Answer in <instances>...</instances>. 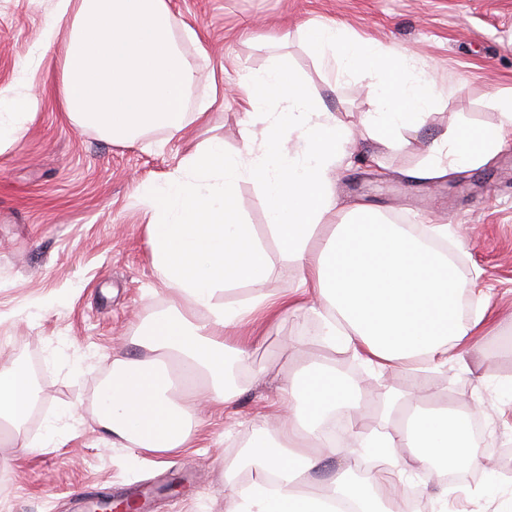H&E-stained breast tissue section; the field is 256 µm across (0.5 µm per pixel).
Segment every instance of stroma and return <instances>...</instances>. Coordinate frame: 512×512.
<instances>
[{"mask_svg":"<svg viewBox=\"0 0 512 512\" xmlns=\"http://www.w3.org/2000/svg\"><path fill=\"white\" fill-rule=\"evenodd\" d=\"M56 0H0V90L34 97L24 137L0 154V365L32 377L36 403L21 450L0 438V512H72L71 496L150 491L144 512H225L224 470L237 464L256 424L271 413L279 382L303 368L306 353L338 361L309 341L314 315L285 317L253 351L264 378L242 385L231 405L200 410L192 448L164 457L112 447L98 419L96 397L112 361L137 355L144 325L170 298L153 268L147 236L152 211L139 187L177 173L188 141L243 143L244 111L235 85L244 70L286 55L325 105L359 121L372 108L368 80L335 81L316 64L298 34L314 21H336L366 46L414 55L439 84L457 91L434 106L418 136L447 127L496 123L495 98L512 94V0H168L196 71L188 112L209 94L223 70L226 93L206 127L188 124L184 138L166 130L117 142L81 127L63 111L60 64L67 33L43 47ZM360 143L335 183L340 197L379 209L406 224H444L465 281L489 298L496 320L512 318V150L490 164L446 180L418 182L406 172L421 155L390 151L383 166ZM464 366L445 372L448 400L480 403V465L451 500L465 512H493L512 492V354L494 336L478 337Z\"/></svg>","mask_w":512,"mask_h":512,"instance_id":"obj_1","label":"stroma"}]
</instances>
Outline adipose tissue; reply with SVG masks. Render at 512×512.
Listing matches in <instances>:
<instances>
[{
	"label": "adipose tissue",
	"mask_w": 512,
	"mask_h": 512,
	"mask_svg": "<svg viewBox=\"0 0 512 512\" xmlns=\"http://www.w3.org/2000/svg\"><path fill=\"white\" fill-rule=\"evenodd\" d=\"M55 12L42 38L51 44L61 24L69 26L61 94L70 119L116 141L155 128L182 135L196 72L180 51L167 0H57ZM302 35L334 79L371 77L374 108L362 121L364 134L385 149L421 154L408 177L436 180L487 164L512 135L511 96L497 98L495 125L452 127L427 143L407 139L406 130L445 94L413 55L364 49L321 21ZM238 87L248 126L241 149L229 154L223 141H203L187 151L182 174L141 189L154 210L152 265L171 305L143 334L146 356L113 360L112 380L97 398L99 423L115 448L155 456L182 450L195 424L198 388L223 406L241 383L260 377L251 362L252 337L230 345L225 331L307 306L323 344L414 380L401 400L383 396L387 420L361 442L380 452L386 466L357 480L340 465L325 490H312L313 475L339 452L337 412L354 420L365 411L335 366L316 360L279 386L275 431L256 428L244 457L254 480L239 482L225 469L226 512H336L339 500L355 503L358 512H408L406 473L475 465L478 441L467 429L473 412L450 407L447 388L436 380L471 347L489 307L459 318L462 283L447 253L433 246L447 240V225H429L422 236L369 206L340 209L333 175L356 141L354 128L307 89L286 57L247 72ZM36 106L30 97L0 100V154L21 137L23 119ZM244 178L264 200L269 237L300 270L295 294L264 287L270 257L238 207ZM33 404L28 371L1 365L0 429L23 435ZM401 448L409 449L407 458L398 457Z\"/></svg>",
	"instance_id": "ef3b65f1"
}]
</instances>
